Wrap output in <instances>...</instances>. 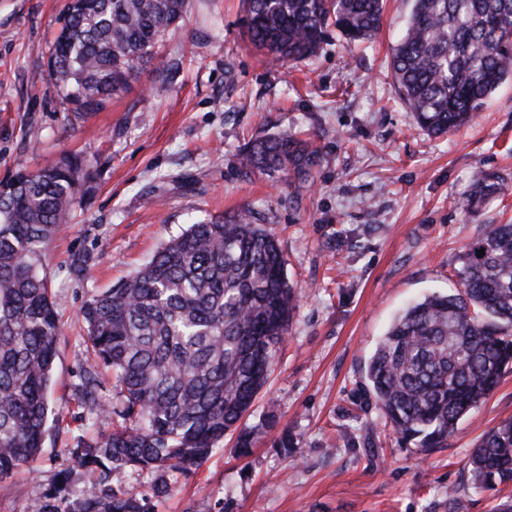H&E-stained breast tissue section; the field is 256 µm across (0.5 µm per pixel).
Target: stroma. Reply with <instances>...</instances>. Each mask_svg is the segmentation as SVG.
<instances>
[{
    "mask_svg": "<svg viewBox=\"0 0 512 512\" xmlns=\"http://www.w3.org/2000/svg\"><path fill=\"white\" fill-rule=\"evenodd\" d=\"M64 0H0V178L64 155L97 158L93 189L46 248L62 332L49 404L63 420L36 460L0 481V512H27L53 490L77 435L112 428L120 388L101 377L105 408L78 405L89 366L80 311L120 284L195 219L252 209L281 244L301 292L268 391L246 426L263 432L247 456L234 436L191 473L171 478L155 512H491L465 466L482 433L512 419V372L462 419L447 447L403 446L381 427L365 371L394 317L431 292H453L462 248L488 224L512 222V82L466 127L423 131L388 73L413 0H384L375 39L350 47L329 31L305 61L269 63L250 43L241 0H188L128 89L88 120L48 84V48ZM170 89L148 94L156 70ZM296 133L318 152L307 184L246 170L249 139ZM503 191L467 206L473 178Z\"/></svg>",
    "mask_w": 512,
    "mask_h": 512,
    "instance_id": "stroma-1",
    "label": "stroma"
}]
</instances>
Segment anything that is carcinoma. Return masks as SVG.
<instances>
[{
  "label": "carcinoma",
  "instance_id": "cac0c4a2",
  "mask_svg": "<svg viewBox=\"0 0 512 512\" xmlns=\"http://www.w3.org/2000/svg\"><path fill=\"white\" fill-rule=\"evenodd\" d=\"M250 43L285 64L320 48L330 27L350 43L380 29L383 0H243ZM187 0H65L48 61L52 87L87 117L126 91ZM390 69L401 99L431 136L453 133L512 79V0H413ZM247 168L301 188L317 150L293 134L249 141ZM97 161L65 156L0 181V481L28 464L49 431L48 387L58 353L56 301L41 274L43 248L82 205ZM480 173L474 198L498 193ZM484 253H479V250ZM455 293H430L393 320L366 368L385 425L427 453L512 366V224H490L464 246ZM278 239L249 210L203 218L162 246L118 287L82 309L94 363L86 384L112 374L121 406L115 427L69 449L95 475L75 500L69 469L36 512H154L124 488L128 471L188 473L238 432L239 454L257 432L241 421L266 385L297 308ZM90 419L102 411L83 390ZM471 483L496 492L512 483V420L484 432L468 460Z\"/></svg>",
  "mask_w": 512,
  "mask_h": 512
}]
</instances>
